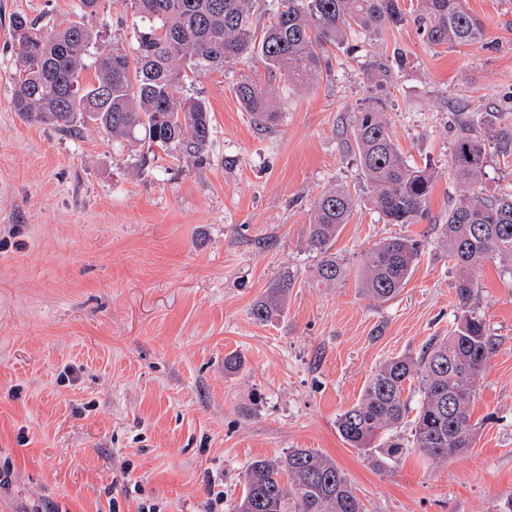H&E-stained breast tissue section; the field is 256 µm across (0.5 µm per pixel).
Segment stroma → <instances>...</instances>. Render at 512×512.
I'll use <instances>...</instances> for the list:
<instances>
[{"mask_svg": "<svg viewBox=\"0 0 512 512\" xmlns=\"http://www.w3.org/2000/svg\"><path fill=\"white\" fill-rule=\"evenodd\" d=\"M79 0H0V512H232L257 458L310 448L336 462L365 512H512V275L487 262L474 303L497 342L472 404L473 448L435 462L407 447L372 466L337 432L373 372L447 335L458 313L439 235L463 193L448 169L454 117L496 112L512 128V0H466L478 48L426 47L406 25L370 51L401 50L386 121L408 160L439 173L418 224H387L351 146L365 76L346 54L306 87L279 84L281 120L258 130L233 87L260 62L200 72L178 94L206 102L203 158L68 134L13 112L21 12L54 25ZM103 47L133 51L131 0L88 18ZM356 201L333 251L349 277L326 286L308 245L315 198ZM407 235L422 257L378 303L353 277L365 250ZM290 274L285 312L252 316ZM242 360L234 373L225 356Z\"/></svg>", "mask_w": 512, "mask_h": 512, "instance_id": "35a3bbf8", "label": "stroma"}]
</instances>
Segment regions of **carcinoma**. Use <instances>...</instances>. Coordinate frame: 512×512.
Wrapping results in <instances>:
<instances>
[{"mask_svg": "<svg viewBox=\"0 0 512 512\" xmlns=\"http://www.w3.org/2000/svg\"><path fill=\"white\" fill-rule=\"evenodd\" d=\"M402 2L132 0L135 54L119 47L100 49L91 79L84 75L85 58L98 46V34L86 16L95 13L98 0H80L77 19L53 27L16 13L11 105L29 123L66 133L93 124L112 138L199 156L211 144L210 113L203 101L177 96L178 86L191 73L221 71L256 58L267 72L305 86L322 75L337 50L362 52V70L388 73L392 66L406 65L401 51L376 58L366 46L349 44V38L362 33L375 40L408 24L432 47L484 43L485 23L466 8L465 0H415L408 10ZM234 93L257 128L274 130L280 113L272 83L244 78L236 82ZM349 112L351 137L374 209L386 224L421 223L438 172L403 156L384 118V97L369 95ZM454 123L450 170L464 194L448 210L442 235L457 270L460 315L448 335L434 339L419 355L381 365L361 399L336 421L343 440L372 457L378 467L384 461L373 455L375 442L410 412L408 383L419 382L411 444L420 454L446 462L474 447L478 434L470 407L495 340L474 307L477 277L490 260L512 275V194L488 197L481 184L488 148L511 153L512 132L499 129L495 112L486 113L476 125L459 112ZM354 208L355 198L344 186L327 189L314 201L308 245L323 255L320 281L336 282L347 275L331 248ZM420 256V242L408 236L376 243L363 254L356 275L359 290L377 301L396 297ZM293 285L290 276L278 277L252 308L254 318L265 322L281 315ZM233 512H363V505L332 460L310 448H294L250 463Z\"/></svg>", "mask_w": 512, "mask_h": 512, "instance_id": "cac0c4a2", "label": "carcinoma"}]
</instances>
